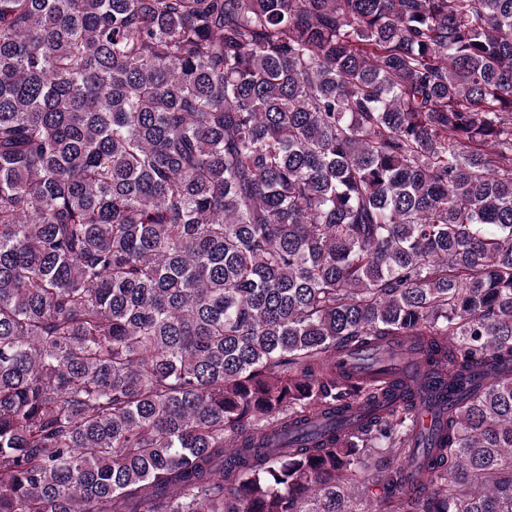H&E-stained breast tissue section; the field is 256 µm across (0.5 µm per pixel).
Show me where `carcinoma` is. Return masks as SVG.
Masks as SVG:
<instances>
[{
    "label": "carcinoma",
    "mask_w": 512,
    "mask_h": 512,
    "mask_svg": "<svg viewBox=\"0 0 512 512\" xmlns=\"http://www.w3.org/2000/svg\"><path fill=\"white\" fill-rule=\"evenodd\" d=\"M0 512H512V0H0Z\"/></svg>",
    "instance_id": "carcinoma-1"
}]
</instances>
